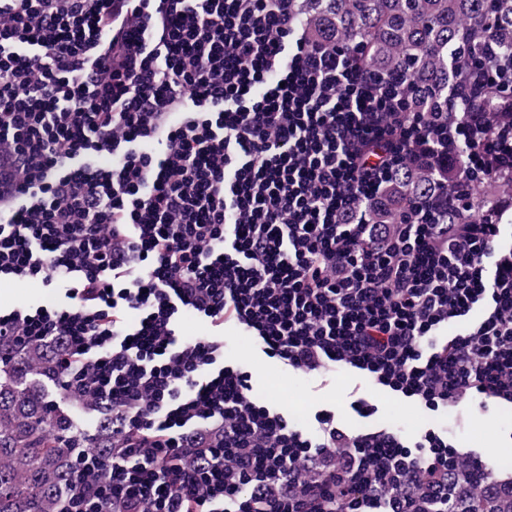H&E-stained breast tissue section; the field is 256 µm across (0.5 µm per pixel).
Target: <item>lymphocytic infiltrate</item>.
Segmentation results:
<instances>
[{"label":"lymphocytic infiltrate","instance_id":"f902f5d3","mask_svg":"<svg viewBox=\"0 0 512 512\" xmlns=\"http://www.w3.org/2000/svg\"><path fill=\"white\" fill-rule=\"evenodd\" d=\"M296 2L0 0V280L66 297L0 312V341L57 339L62 391L112 407L63 512H447L475 456L434 417L512 406V196L474 208L512 137L489 104L411 111ZM405 169L435 190L372 222ZM228 327L355 381L305 433L226 363ZM383 393L416 437L375 422Z\"/></svg>","mask_w":512,"mask_h":512}]
</instances>
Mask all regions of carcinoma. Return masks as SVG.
Returning a JSON list of instances; mask_svg holds the SVG:
<instances>
[{
  "label": "carcinoma",
  "instance_id": "cac0c4a2",
  "mask_svg": "<svg viewBox=\"0 0 512 512\" xmlns=\"http://www.w3.org/2000/svg\"><path fill=\"white\" fill-rule=\"evenodd\" d=\"M297 16L362 66L413 83L416 112L448 111L481 70L512 60V0H299ZM478 92L503 103L497 120L511 130L512 94L487 82ZM429 187L416 171L395 182L399 198ZM51 357L46 345L21 353L0 345V512H58L74 449H112V413L101 402L88 400L102 415L88 436L35 384L50 377ZM460 494L469 504L462 512H512L511 491L483 497L463 486Z\"/></svg>",
  "mask_w": 512,
  "mask_h": 512
}]
</instances>
